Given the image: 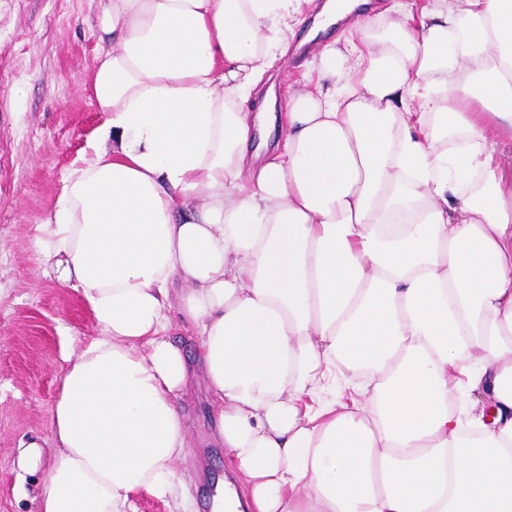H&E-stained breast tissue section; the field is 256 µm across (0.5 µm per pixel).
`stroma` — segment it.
Returning a JSON list of instances; mask_svg holds the SVG:
<instances>
[{"label":"stroma","mask_w":512,"mask_h":512,"mask_svg":"<svg viewBox=\"0 0 512 512\" xmlns=\"http://www.w3.org/2000/svg\"><path fill=\"white\" fill-rule=\"evenodd\" d=\"M322 2L309 0L273 72L270 112H283L305 83L312 56L301 42ZM99 16V0H0V512H34L20 486L17 442L49 431L62 334L94 333L77 295L38 274L32 243L103 121L92 103ZM209 398L197 379L185 406L192 446L176 463L189 490L185 512H207L230 472Z\"/></svg>","instance_id":"35a3bbf8"}]
</instances>
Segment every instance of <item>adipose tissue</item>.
Returning <instances> with one entry per match:
<instances>
[{
    "label": "adipose tissue",
    "instance_id": "adipose-tissue-1",
    "mask_svg": "<svg viewBox=\"0 0 512 512\" xmlns=\"http://www.w3.org/2000/svg\"><path fill=\"white\" fill-rule=\"evenodd\" d=\"M366 2L271 144L302 0H101L104 120L34 242L97 334L18 443L36 512L177 500L199 373L244 488L211 512H512V0Z\"/></svg>",
    "mask_w": 512,
    "mask_h": 512
}]
</instances>
